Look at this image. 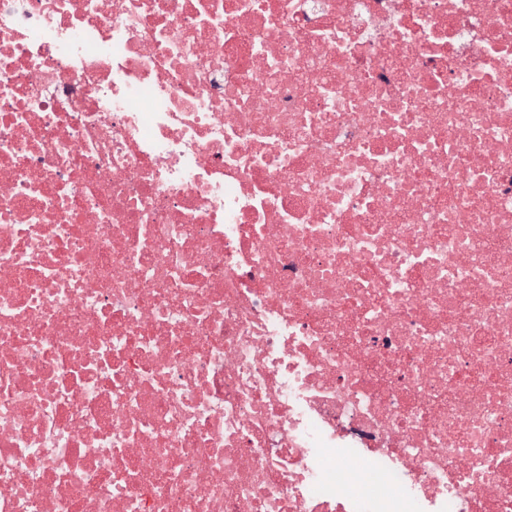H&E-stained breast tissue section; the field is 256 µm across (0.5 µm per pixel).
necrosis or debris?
<instances>
[{
    "label": "necrosis or debris",
    "instance_id": "necrosis-or-debris-1",
    "mask_svg": "<svg viewBox=\"0 0 512 512\" xmlns=\"http://www.w3.org/2000/svg\"><path fill=\"white\" fill-rule=\"evenodd\" d=\"M0 512H512V0H0Z\"/></svg>",
    "mask_w": 512,
    "mask_h": 512
}]
</instances>
